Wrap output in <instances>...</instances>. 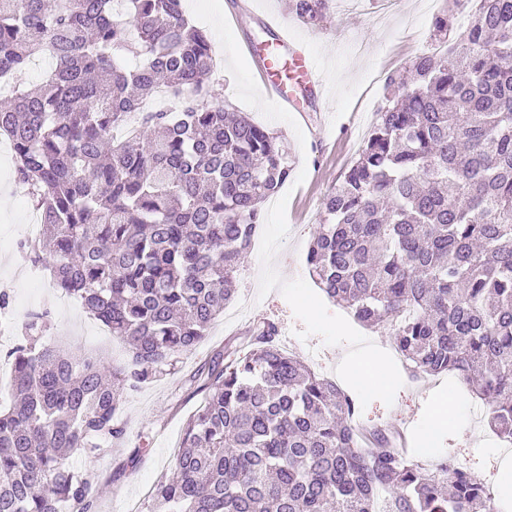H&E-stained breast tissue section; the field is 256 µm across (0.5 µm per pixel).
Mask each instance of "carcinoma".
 Wrapping results in <instances>:
<instances>
[{"label": "carcinoma", "instance_id": "cac0c4a2", "mask_svg": "<svg viewBox=\"0 0 512 512\" xmlns=\"http://www.w3.org/2000/svg\"><path fill=\"white\" fill-rule=\"evenodd\" d=\"M331 2L290 9L317 25ZM456 21L436 16L440 48L387 78L306 262L413 376L465 381L512 443V0H474L449 45ZM45 53L55 67L33 88ZM213 65L182 0H0V138L41 214L47 267L130 355L41 347L48 312L31 314L7 352L0 512H94L99 476L69 458L123 439L127 391L192 351L234 298L292 163L276 133L210 102ZM250 335L193 375L204 403L154 512H503L454 459L425 467L363 431L353 395L280 348L274 323Z\"/></svg>", "mask_w": 512, "mask_h": 512}]
</instances>
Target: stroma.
Here are the masks:
<instances>
[{"mask_svg":"<svg viewBox=\"0 0 512 512\" xmlns=\"http://www.w3.org/2000/svg\"><path fill=\"white\" fill-rule=\"evenodd\" d=\"M194 24L209 33L215 56L223 62L220 81L212 87L214 102H230L255 122L277 132L293 163L291 177L262 210L255 243L247 251L236 278L231 316H220L195 349L165 368L152 383L130 391L120 420L122 442L104 452L76 455L75 469L96 472V512H152L150 493L160 477L174 472L175 445L188 416L202 395L189 376L208 365L224 344H239L247 330L262 321L275 322L288 352L318 374L351 389L358 420L370 428L399 423L406 429L407 454L428 465L452 456L459 467L477 475L488 492L501 497L498 473L502 453L490 438L486 408L464 382L448 376L409 377L380 331L354 322L347 310L329 300L314 284L306 254L321 202L357 157L389 74L414 57L431 51L434 14L452 9L453 0H361L358 8L334 4L317 26L304 24L286 0H182ZM280 22L289 36L315 57L329 88L327 99L310 97L299 108L271 98L258 79L262 42L268 41L266 19ZM33 207L15 177L12 153L0 139V239L13 246L0 250V291L23 295L27 303L10 305V322L0 333V398L8 399L11 363L6 357L30 313L46 311L50 324L42 345L120 364L125 346L90 316L80 300L65 295L52 282L31 285L20 280L35 263L31 235ZM366 364L382 365L389 377L381 391L362 384L357 373ZM461 399L464 432L433 423L436 400L446 392ZM146 455L136 467H124L130 449Z\"/></svg>","mask_w":512,"mask_h":512,"instance_id":"35a3bbf8","label":"stroma"}]
</instances>
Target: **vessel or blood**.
<instances>
[{
  "instance_id": "b4317fda",
  "label": "vessel or blood",
  "mask_w": 512,
  "mask_h": 512,
  "mask_svg": "<svg viewBox=\"0 0 512 512\" xmlns=\"http://www.w3.org/2000/svg\"><path fill=\"white\" fill-rule=\"evenodd\" d=\"M270 29L276 30L277 38L273 53L267 54L261 70V80L266 90L280 103L296 107L297 97L313 93L327 98V84L315 60L280 30L277 21H269Z\"/></svg>"
}]
</instances>
